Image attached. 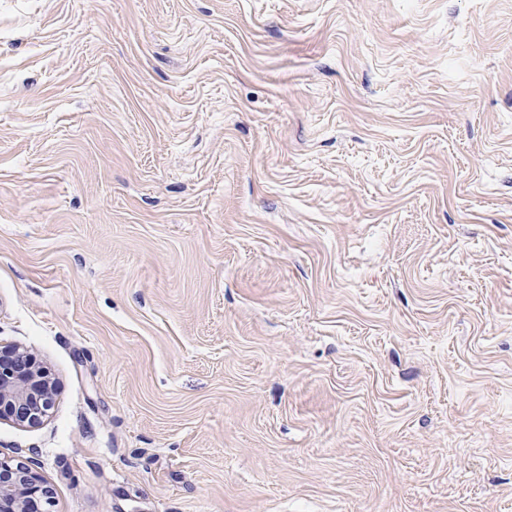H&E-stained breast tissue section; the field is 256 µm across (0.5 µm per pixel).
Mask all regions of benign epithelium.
<instances>
[{"instance_id":"7a95c632","label":"benign epithelium","mask_w":512,"mask_h":512,"mask_svg":"<svg viewBox=\"0 0 512 512\" xmlns=\"http://www.w3.org/2000/svg\"><path fill=\"white\" fill-rule=\"evenodd\" d=\"M55 385L46 371L28 362L20 348L0 351V419L36 426L49 415ZM50 499V491L32 464L0 459V512H29V502Z\"/></svg>"}]
</instances>
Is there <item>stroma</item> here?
I'll use <instances>...</instances> for the list:
<instances>
[{
    "label": "stroma",
    "mask_w": 512,
    "mask_h": 512,
    "mask_svg": "<svg viewBox=\"0 0 512 512\" xmlns=\"http://www.w3.org/2000/svg\"><path fill=\"white\" fill-rule=\"evenodd\" d=\"M0 346L41 512H512V0H0ZM27 353L20 348L0 351V419L36 426L49 415L56 389L45 370L30 365Z\"/></svg>",
    "instance_id": "35a3bbf8"
}]
</instances>
